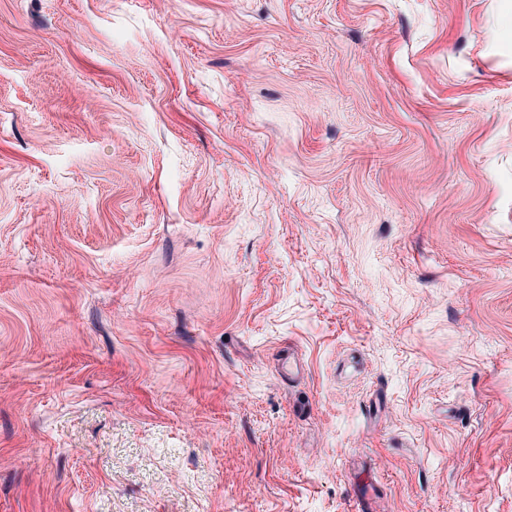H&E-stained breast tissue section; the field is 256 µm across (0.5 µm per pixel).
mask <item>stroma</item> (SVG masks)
Masks as SVG:
<instances>
[{
  "mask_svg": "<svg viewBox=\"0 0 512 512\" xmlns=\"http://www.w3.org/2000/svg\"><path fill=\"white\" fill-rule=\"evenodd\" d=\"M0 512H512V0H0Z\"/></svg>",
  "mask_w": 512,
  "mask_h": 512,
  "instance_id": "35a3bbf8",
  "label": "stroma"
}]
</instances>
